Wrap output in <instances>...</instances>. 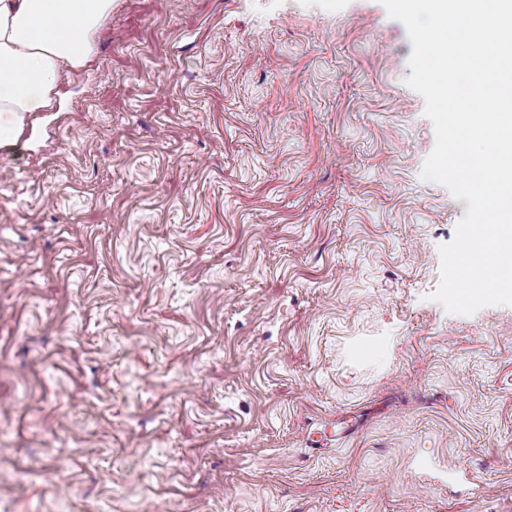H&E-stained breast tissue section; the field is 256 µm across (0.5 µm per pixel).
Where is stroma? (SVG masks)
Listing matches in <instances>:
<instances>
[{
    "label": "stroma",
    "mask_w": 512,
    "mask_h": 512,
    "mask_svg": "<svg viewBox=\"0 0 512 512\" xmlns=\"http://www.w3.org/2000/svg\"><path fill=\"white\" fill-rule=\"evenodd\" d=\"M411 53L378 0H114L0 151V512H512Z\"/></svg>",
    "instance_id": "1"
}]
</instances>
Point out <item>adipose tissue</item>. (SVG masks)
<instances>
[{
	"instance_id": "obj_1",
	"label": "adipose tissue",
	"mask_w": 512,
	"mask_h": 512,
	"mask_svg": "<svg viewBox=\"0 0 512 512\" xmlns=\"http://www.w3.org/2000/svg\"><path fill=\"white\" fill-rule=\"evenodd\" d=\"M113 0H0V149L52 111L65 70L87 63Z\"/></svg>"
}]
</instances>
